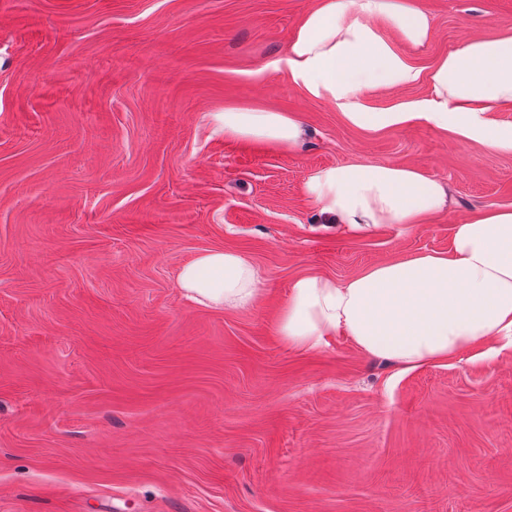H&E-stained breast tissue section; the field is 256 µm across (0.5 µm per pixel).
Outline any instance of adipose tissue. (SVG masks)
<instances>
[{
	"label": "adipose tissue",
	"instance_id": "obj_1",
	"mask_svg": "<svg viewBox=\"0 0 512 512\" xmlns=\"http://www.w3.org/2000/svg\"><path fill=\"white\" fill-rule=\"evenodd\" d=\"M431 24L417 0H315L301 17L285 65L308 97L338 108L363 130L431 126L459 140L512 153V125L492 124V108L512 104V34L468 36L434 66H415L397 47L428 42ZM426 83L429 97L388 110L367 92ZM225 138L298 147L296 112L228 105L216 115ZM305 193L326 223L353 233L422 224L451 205L444 184L396 163L329 165L309 172ZM184 296L204 308L255 306L262 280L233 249L198 253L180 270ZM292 348L310 351L346 336L365 356L403 370L466 350L512 345V208L480 211L453 225L444 252H413L339 281L308 274L290 288L276 323Z\"/></svg>",
	"mask_w": 512,
	"mask_h": 512
}]
</instances>
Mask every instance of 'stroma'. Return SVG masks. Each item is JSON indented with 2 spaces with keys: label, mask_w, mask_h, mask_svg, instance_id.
Returning <instances> with one entry per match:
<instances>
[{
  "label": "stroma",
  "mask_w": 512,
  "mask_h": 512,
  "mask_svg": "<svg viewBox=\"0 0 512 512\" xmlns=\"http://www.w3.org/2000/svg\"><path fill=\"white\" fill-rule=\"evenodd\" d=\"M430 68L512 33V0H421ZM313 0H0V512H512V349L402 372L345 336L275 332L298 277L339 280L512 207V154L365 131L278 62ZM300 113L283 153L226 140L225 105ZM397 163L454 206L362 235L323 223L315 168ZM231 248L264 292L177 286ZM177 284L190 302L204 308L244 310L263 294L258 270L233 249L201 251L181 268Z\"/></svg>",
  "instance_id": "1"
}]
</instances>
